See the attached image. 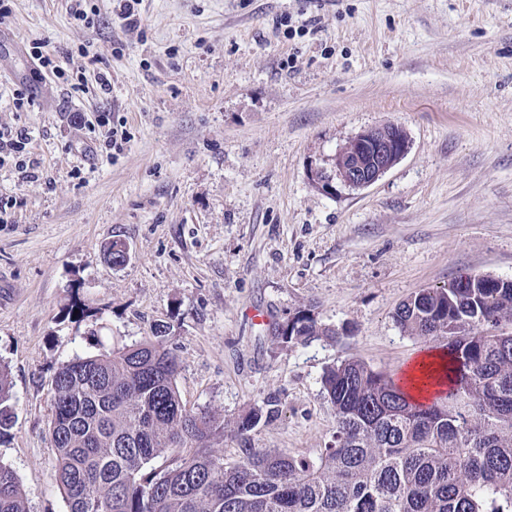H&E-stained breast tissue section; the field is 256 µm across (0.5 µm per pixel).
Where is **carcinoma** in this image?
<instances>
[{
    "mask_svg": "<svg viewBox=\"0 0 512 512\" xmlns=\"http://www.w3.org/2000/svg\"><path fill=\"white\" fill-rule=\"evenodd\" d=\"M512 282L484 286L462 273L411 294L394 313L407 335L447 359L445 398L414 401L384 373L349 358L327 367L336 417L311 460L256 448L252 432L277 416L269 398L233 428L182 404L169 327L112 353L76 357L53 379L51 439L69 512H512ZM280 344L305 345L338 329L306 310L275 324ZM14 425L12 381L0 364V438ZM165 462H152L163 453ZM0 512H27L20 480L0 462Z\"/></svg>",
    "mask_w": 512,
    "mask_h": 512,
    "instance_id": "cac0c4a2",
    "label": "carcinoma"
}]
</instances>
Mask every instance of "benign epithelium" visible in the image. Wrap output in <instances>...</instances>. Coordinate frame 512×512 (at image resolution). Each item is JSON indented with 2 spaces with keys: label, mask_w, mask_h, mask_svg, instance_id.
Returning <instances> with one entry per match:
<instances>
[{
  "label": "benign epithelium",
  "mask_w": 512,
  "mask_h": 512,
  "mask_svg": "<svg viewBox=\"0 0 512 512\" xmlns=\"http://www.w3.org/2000/svg\"><path fill=\"white\" fill-rule=\"evenodd\" d=\"M399 130L389 124L359 133L337 154L330 171L315 173L316 184L324 191L333 190L337 180L354 189L371 185L406 154L407 136H397Z\"/></svg>",
  "instance_id": "benign-epithelium-1"
}]
</instances>
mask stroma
Returning a JSON list of instances; mask_svg holds the SVG:
<instances>
[{"instance_id":"stroma-1","label":"stroma","mask_w":512,"mask_h":512,"mask_svg":"<svg viewBox=\"0 0 512 512\" xmlns=\"http://www.w3.org/2000/svg\"><path fill=\"white\" fill-rule=\"evenodd\" d=\"M73 4L11 0L0 26L21 46L0 54V128L40 161L34 178L0 164L17 201L0 212L16 414L0 461L28 512H68L49 432L64 362L171 325L186 408L232 422L278 397L253 443L308 459L336 428L324 368L398 377L425 348L396 326L401 302L463 272L512 279V0H140L137 35L113 0H84L88 26ZM36 42L63 74L25 78ZM387 124L409 148L375 183L315 185ZM115 239L120 268L103 258ZM304 309L339 341L278 344L272 325Z\"/></svg>"}]
</instances>
